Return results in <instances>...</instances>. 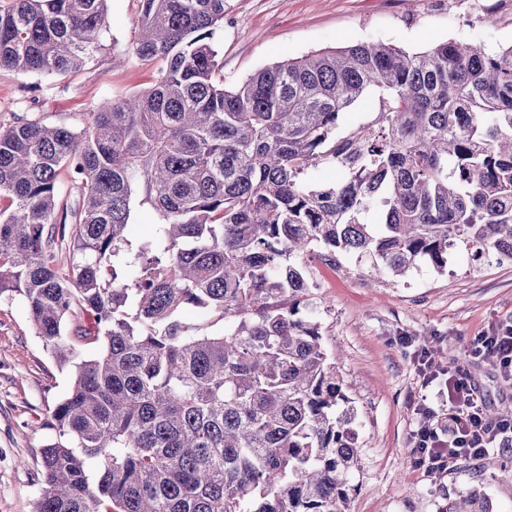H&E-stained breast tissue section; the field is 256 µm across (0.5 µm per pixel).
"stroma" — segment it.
Wrapping results in <instances>:
<instances>
[{"instance_id": "stroma-1", "label": "stroma", "mask_w": 512, "mask_h": 512, "mask_svg": "<svg viewBox=\"0 0 512 512\" xmlns=\"http://www.w3.org/2000/svg\"><path fill=\"white\" fill-rule=\"evenodd\" d=\"M108 27L93 63L61 76L0 69V126L18 116L85 124L97 104L148 88L150 68L132 54L137 0H107ZM453 39L494 50L512 44V0H227L218 35L224 83L232 86L267 65L366 41L411 49ZM325 311V345L340 359L358 412L360 467L348 512H444L449 500L482 490L491 512H512V451L492 466L463 462L430 483L407 450L420 416L418 354L468 370L488 405L512 404V385L468 358L475 336L512 315V263L479 266L456 250L441 274L423 264L401 278L370 279L355 258L327 265L310 256ZM73 370L60 366L36 336L20 297L0 298V512H34L44 485L40 450L57 433L47 424L71 390Z\"/></svg>"}]
</instances>
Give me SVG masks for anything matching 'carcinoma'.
Segmentation results:
<instances>
[{
	"mask_svg": "<svg viewBox=\"0 0 512 512\" xmlns=\"http://www.w3.org/2000/svg\"><path fill=\"white\" fill-rule=\"evenodd\" d=\"M105 3L0 0V69L92 62ZM224 3L139 0L148 89L80 129L0 127V297L74 368L35 512H347L357 412L308 257L367 259L376 278L446 273L458 247L512 262V44L357 43L227 88ZM364 102L371 119L351 117ZM325 165L342 179L315 183ZM145 204L159 232L135 244ZM188 307L223 330L190 333ZM76 341L98 356L75 360ZM446 512L490 506L472 490Z\"/></svg>",
	"mask_w": 512,
	"mask_h": 512,
	"instance_id": "cac0c4a2",
	"label": "carcinoma"
}]
</instances>
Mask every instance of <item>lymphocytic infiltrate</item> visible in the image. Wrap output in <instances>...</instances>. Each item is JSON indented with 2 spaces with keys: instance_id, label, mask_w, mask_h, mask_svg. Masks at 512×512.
<instances>
[{
  "instance_id": "obj_1",
  "label": "lymphocytic infiltrate",
  "mask_w": 512,
  "mask_h": 512,
  "mask_svg": "<svg viewBox=\"0 0 512 512\" xmlns=\"http://www.w3.org/2000/svg\"><path fill=\"white\" fill-rule=\"evenodd\" d=\"M471 354L508 382L512 381V317L492 323L472 342ZM419 372L425 384H436L434 399L422 400V420L412 434L415 465L427 480H437L462 461L477 460L491 449L512 448V416L489 420L484 395L471 377L436 363L421 351Z\"/></svg>"
}]
</instances>
